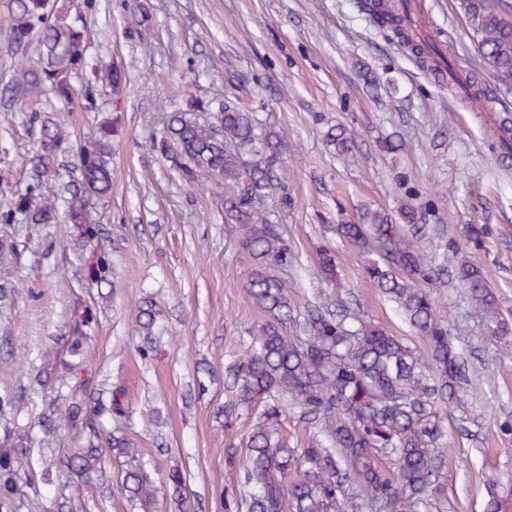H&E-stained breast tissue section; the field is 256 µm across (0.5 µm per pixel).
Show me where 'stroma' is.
Returning a JSON list of instances; mask_svg holds the SVG:
<instances>
[{"instance_id":"35a3bbf8","label":"stroma","mask_w":512,"mask_h":512,"mask_svg":"<svg viewBox=\"0 0 512 512\" xmlns=\"http://www.w3.org/2000/svg\"><path fill=\"white\" fill-rule=\"evenodd\" d=\"M356 2L100 0L88 12L70 0L68 17L86 29L92 53L125 75L119 94L102 92L91 105L75 100L62 115L75 137L102 117L119 119L112 194L97 207L113 289L101 295L82 278L71 225L0 224V239L15 242L0 251V284L9 287L0 298V382L33 383L54 338L67 335L73 310L95 306L86 359L126 387L135 409H159V427L134 419L133 437L147 454L166 444L169 463L189 472L198 512H227L239 492L225 455L241 447L256 418L242 416L228 428L218 413L228 398L225 371L263 315L243 286L250 260L234 248L238 230L224 221L222 195L204 177L185 183L178 160L149 147L187 96L232 100L284 134L280 176L293 204L283 210L270 199L266 209L296 253L289 278L299 307L324 293L358 299L366 322L424 353L395 304L366 287L357 248L331 230L368 208L397 215L411 188L424 215L418 245L433 258L443 259L466 225L489 227L482 248L459 256L489 272L500 313L512 312V167H502L491 149L495 120L512 113V80L483 69L458 0H423L425 14L455 68L481 74L490 96L480 104L434 81L396 37L366 22ZM337 127L355 143L344 156L327 140ZM37 137L23 106L0 104V202L24 189ZM397 138L401 150L389 152ZM323 245L337 255L330 289L315 276ZM146 296L154 297L163 328L149 361L132 341L135 303ZM438 303L451 334L463 339L470 376L482 384L469 421L452 409L439 414L448 512H484L490 475L499 481L503 512H512V435L498 430L512 413V355L495 339L491 313L456 284L439 290ZM20 345L32 351L25 367L10 355Z\"/></svg>"}]
</instances>
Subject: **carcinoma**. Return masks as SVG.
I'll return each mask as SVG.
<instances>
[{
    "mask_svg": "<svg viewBox=\"0 0 512 512\" xmlns=\"http://www.w3.org/2000/svg\"><path fill=\"white\" fill-rule=\"evenodd\" d=\"M388 0H358L368 20L392 32L415 60L431 71L451 69L449 59L424 35L422 18L394 13ZM460 9L476 35L483 68L512 77V25L497 0H460ZM13 44L20 54L14 77L0 88V99L30 108V124L39 129L24 192L0 204L1 224L73 225L74 247L85 256L83 278L97 288L113 287L109 252L101 247L103 226L94 203L112 191V122L105 120L76 141L55 116L70 111L77 96L92 102L101 90H118L120 70L104 59L88 58L84 31L59 12L56 0H11ZM36 41L38 61L26 56ZM473 98L482 94L478 73L455 75ZM493 149L512 153V121L497 123ZM152 147L184 160L188 182L204 173L224 188V223L239 229L238 248L250 258L245 288L264 319L252 329L249 354L227 370L231 396L224 419L241 411L261 410L245 436L246 452L228 453V465L240 471L235 512H445L447 497L439 483L443 455L439 408L460 409V394L478 390L448 332L447 313L437 291L448 284L444 263H436L412 244L407 233L418 229L417 211H400L401 222L381 210L360 221L336 224V234L357 245L365 259V278L394 302L423 340L421 355L380 326L365 323L358 309L336 307L326 297L304 310L295 304L285 271L295 259L285 230L270 219L264 203L277 199L286 209L291 195L279 171L284 136L260 126L253 114L227 101L217 106L190 101L188 111L171 115ZM487 235L483 224H468L465 245L478 248ZM322 280L337 276L335 250L317 251ZM453 277L466 294L497 315L493 333L512 345V319L498 314V297L480 266L459 262ZM160 311L145 297L136 304L139 354L155 351ZM98 321L92 306L75 309L65 349L44 363L42 374L61 369L66 394L33 402L40 434L12 417L26 391L0 389V512H76L86 487L97 495L84 503L92 512L111 498L110 456L124 458L122 483L128 502L149 512L162 497L174 512H192L186 472L174 466L162 482L120 423L133 412L128 390L114 385L85 362L83 355ZM301 332L288 335V328ZM313 431L303 448H291L283 433L286 409ZM67 427L72 446L57 447V431Z\"/></svg>",
    "mask_w": 512,
    "mask_h": 512,
    "instance_id": "cac0c4a2",
    "label": "carcinoma"
}]
</instances>
